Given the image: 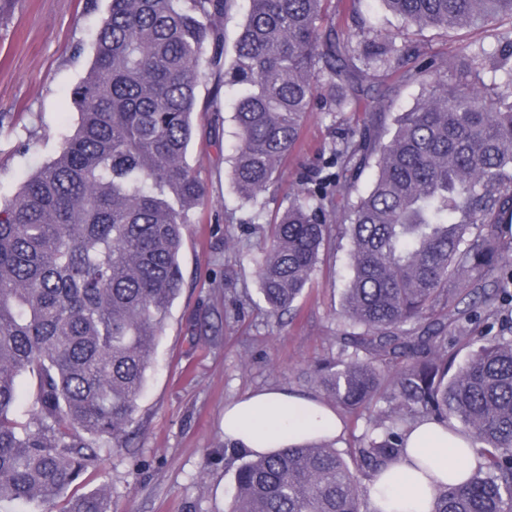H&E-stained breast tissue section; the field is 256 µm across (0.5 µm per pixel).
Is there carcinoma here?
I'll return each instance as SVG.
<instances>
[{"instance_id": "cac0c4a2", "label": "carcinoma", "mask_w": 512, "mask_h": 512, "mask_svg": "<svg viewBox=\"0 0 512 512\" xmlns=\"http://www.w3.org/2000/svg\"><path fill=\"white\" fill-rule=\"evenodd\" d=\"M380 2L406 28L481 25L497 49L450 75L362 18L336 40L332 0H251L228 62L231 0H110L72 91L76 130L0 205V506L116 512L105 486L68 490L99 448L129 446L184 284L183 229L205 204L187 154L211 81L214 101L235 92L227 176L263 230L254 264L269 315L302 294L331 228L349 242L336 356L304 375L366 418L350 463L322 438L262 455L225 443L241 460L225 512H370L362 481L402 456L421 418L470 434L483 459L439 487L432 512H512V0ZM390 74L421 88L411 109L365 93ZM315 102L357 119L268 222L263 196ZM459 342L473 350L458 365ZM25 374L36 391L21 421Z\"/></svg>"}]
</instances>
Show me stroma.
I'll return each mask as SVG.
<instances>
[{
	"mask_svg": "<svg viewBox=\"0 0 512 512\" xmlns=\"http://www.w3.org/2000/svg\"><path fill=\"white\" fill-rule=\"evenodd\" d=\"M109 0H14L0 20V202L60 150L79 114L71 93L91 66L97 24ZM359 11L391 32H404L459 64L485 44L483 28L451 34L403 30L380 0H338L334 24L349 31ZM231 101L195 112L187 159L207 201L191 215L180 251L184 286L175 299L135 414L129 447L104 448L75 493L112 486L118 512H224L234 492L237 460L224 454V408L260 389L318 395L298 373L335 352L336 316L347 271V240L330 235L314 276L289 312L267 315L254 266L259 239L242 231L250 204L232 191L228 159L236 144ZM312 109L300 146L280 167L282 189L267 212L287 208L302 167H316L336 135V122ZM205 316L190 333L187 319Z\"/></svg>",
	"mask_w": 512,
	"mask_h": 512,
	"instance_id": "obj_1",
	"label": "stroma"
}]
</instances>
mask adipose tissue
<instances>
[{"mask_svg": "<svg viewBox=\"0 0 512 512\" xmlns=\"http://www.w3.org/2000/svg\"><path fill=\"white\" fill-rule=\"evenodd\" d=\"M343 420L320 399L262 390L224 410V438L251 453H269L318 436L337 438ZM471 435L422 421L407 432L404 455L370 484L372 512H432L439 486L459 484L478 465Z\"/></svg>", "mask_w": 512, "mask_h": 512, "instance_id": "ef3b65f1", "label": "adipose tissue"}]
</instances>
